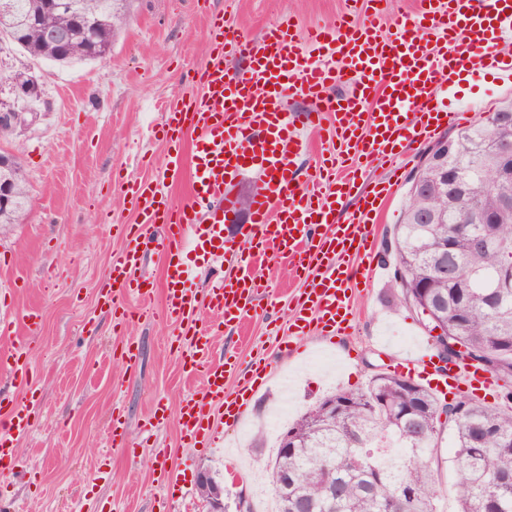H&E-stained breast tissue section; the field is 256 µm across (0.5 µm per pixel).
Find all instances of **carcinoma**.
I'll list each match as a JSON object with an SVG mask.
<instances>
[{"instance_id":"cac0c4a2","label":"carcinoma","mask_w":512,"mask_h":512,"mask_svg":"<svg viewBox=\"0 0 512 512\" xmlns=\"http://www.w3.org/2000/svg\"><path fill=\"white\" fill-rule=\"evenodd\" d=\"M0 39L31 57L60 64L106 58L127 22L128 0H65L51 12L42 0H6ZM512 111L505 101L477 124L448 137V169L479 189L468 209L451 195L424 157L408 191L402 222L386 241L384 257L395 261L397 303L415 308L427 299L431 316L419 317L438 338L458 342L463 355L503 379L512 378V288L497 284L512 277V180L501 179L484 162L487 143L500 136L491 117ZM13 205L0 224H16L30 203L21 164H16ZM471 217L461 223L462 217ZM489 236L498 248L478 249ZM447 242L441 258L436 245ZM458 265L463 279L452 281L441 267ZM340 408L326 414L315 404L288 427L294 447L276 451L270 469L278 512H438L440 435L452 434L458 512H512V391L490 407L470 397L444 403L408 377L380 372L366 387L330 394ZM288 474V494L277 490Z\"/></svg>"}]
</instances>
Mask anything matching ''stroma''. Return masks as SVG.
Returning a JSON list of instances; mask_svg holds the SVG:
<instances>
[{
  "label": "stroma",
  "mask_w": 512,
  "mask_h": 512,
  "mask_svg": "<svg viewBox=\"0 0 512 512\" xmlns=\"http://www.w3.org/2000/svg\"><path fill=\"white\" fill-rule=\"evenodd\" d=\"M351 0H131L127 25L104 60L62 66L36 59L0 41V98L13 99L14 79L40 78L42 103L35 117L1 146L17 155L32 194L19 224H0V307L11 313L35 307L41 322L28 341L31 384L39 404L34 430L19 445L16 467L0 468V506L18 512H209L196 486L206 468L224 489L225 512H239L270 491L268 472L277 439L264 434L269 412L292 398L302 413L330 392L364 388L379 372L392 371L429 333L416 313L396 304L391 277L371 287L355 285L349 334L327 338L309 331L302 347L283 356L277 330L288 327L286 298L303 281L287 260L268 256L256 266L267 287L239 323H223L201 309L215 334L214 359L230 358L234 374L225 391L240 387L252 361H277V372L252 398L240 426L220 425L214 448L181 447L175 420L156 433L142 424L156 403L176 409L202 389L179 363L174 327L160 315L154 296L146 315L127 298L130 316L118 322L99 305L105 273L126 246L124 227L137 211L121 180L151 178L174 200L189 196L187 166H174L171 148L151 135L164 109L181 98L188 71L207 59L206 12H223L245 38L291 20L298 31L351 12ZM512 99V88L492 80L457 84L446 103L467 127ZM413 145L401 157V182L380 217L378 242L401 219L409 181L426 151ZM140 350L136 366L123 357L126 341ZM128 421L124 445H112L113 411ZM175 448L178 491L155 480L153 451Z\"/></svg>",
  "instance_id": "obj_1"
}]
</instances>
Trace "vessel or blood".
<instances>
[{"instance_id":"vessel-or-blood-1","label":"vessel or blood","mask_w":512,"mask_h":512,"mask_svg":"<svg viewBox=\"0 0 512 512\" xmlns=\"http://www.w3.org/2000/svg\"><path fill=\"white\" fill-rule=\"evenodd\" d=\"M368 4L371 13L364 23L343 15L310 28L303 37L284 21L246 39L231 19L213 15L208 61L189 76L196 91L172 104L161 125L174 146L192 143L188 201L172 204L152 180L125 183L138 221L126 228L127 246L113 259L101 297L119 309L123 298L133 296L146 305L155 291H162L161 313L186 346L183 367L203 380L202 393L185 397L175 415L182 447H212L217 417L239 421L248 408V393L258 391L272 371L264 366L245 389L225 393L227 364L211 355L212 336L197 323L200 309L228 322L247 316L263 293L250 264L273 253L307 277L288 301L290 335L304 336L311 326L345 334L356 277L350 260L360 256L369 269L382 266L372 224L398 185L399 158L459 119L440 104V93L464 74L490 75L512 85V52L503 47L506 35H512V0H420L415 12L397 16L390 35L378 28V0ZM228 46L246 62L234 76L224 65ZM344 72L355 82L339 96L334 86ZM294 97L311 100V108L289 110ZM312 135L328 143L329 155L302 182L296 177L298 161ZM358 149L369 162L385 165L383 178L360 179L352 163ZM248 173L257 176L259 189L249 204L247 247L238 250L225 240L224 225L238 212L231 190ZM351 196L357 207L347 222H340L337 206ZM156 224L166 227L157 241L150 233ZM151 243L166 259L158 285L143 270L144 248ZM190 253L196 263L187 262ZM219 261L227 263L228 273L197 295L192 281ZM39 321V309L30 308L19 321L0 322V336L9 341L6 372L21 386L30 383L27 336ZM395 369L443 394L494 387L492 374L480 366L465 361L436 365L426 344L401 358ZM36 402L33 395L23 404L6 401L0 414L1 462L15 459L20 441L32 429Z\"/></svg>"}]
</instances>
